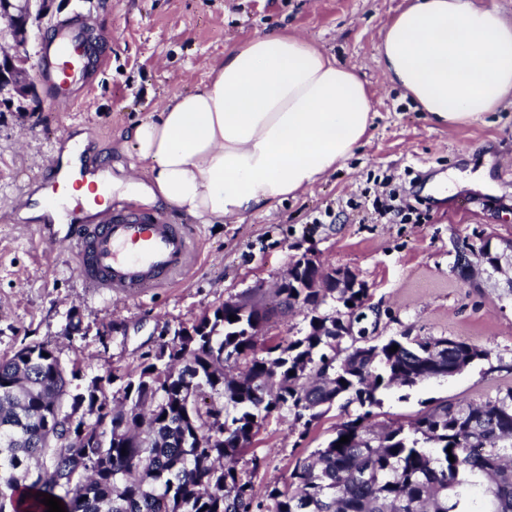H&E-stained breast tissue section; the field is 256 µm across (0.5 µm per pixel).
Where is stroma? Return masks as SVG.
Returning <instances> with one entry per match:
<instances>
[{"label": "stroma", "mask_w": 512, "mask_h": 512, "mask_svg": "<svg viewBox=\"0 0 512 512\" xmlns=\"http://www.w3.org/2000/svg\"><path fill=\"white\" fill-rule=\"evenodd\" d=\"M404 4L63 0L55 21L88 19L102 63L70 104L52 105L42 83L34 110L0 102V356L38 341L63 362H78L87 376H105L134 365L159 337L225 300L272 287L293 260L310 254L366 285L381 312L375 343L403 334L448 336L487 352L458 375L383 390L376 423H405L439 400L479 403L512 389V298L484 276L463 282L455 267L462 243L512 240V107L454 130L416 110L379 62L381 32ZM271 28L313 39L358 69L375 100L368 143L305 194L242 224H201L157 208L168 223H183L192 239L186 270L160 287L89 292L63 225L40 235L21 217L19 194L45 190L44 169L77 135L94 157L130 166L120 144L132 120L207 80L226 47ZM483 167L489 190L464 188L442 200L425 190L434 177ZM73 312L81 325L68 336ZM358 412L355 404L332 408L303 439L292 413L266 418L254 443L265 459L253 476L257 494L283 485L300 459Z\"/></svg>", "instance_id": "stroma-1"}]
</instances>
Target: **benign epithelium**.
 <instances>
[{
	"label": "benign epithelium",
	"mask_w": 512,
	"mask_h": 512,
	"mask_svg": "<svg viewBox=\"0 0 512 512\" xmlns=\"http://www.w3.org/2000/svg\"><path fill=\"white\" fill-rule=\"evenodd\" d=\"M55 0H0V21L12 32L10 43L0 46V96L10 100L30 99L36 93L31 72L35 66L27 52L30 32L42 30L45 20L54 14ZM471 251H457L456 269L459 278L471 281ZM362 288L356 275L341 268L319 267L306 255L293 261L288 272L277 279L276 288Z\"/></svg>",
	"instance_id": "7a95c632"
}]
</instances>
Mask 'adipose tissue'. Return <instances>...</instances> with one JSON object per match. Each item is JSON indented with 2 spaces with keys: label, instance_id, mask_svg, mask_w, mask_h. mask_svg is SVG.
I'll return each instance as SVG.
<instances>
[{
  "label": "adipose tissue",
  "instance_id": "1",
  "mask_svg": "<svg viewBox=\"0 0 512 512\" xmlns=\"http://www.w3.org/2000/svg\"><path fill=\"white\" fill-rule=\"evenodd\" d=\"M380 62L433 123L454 129L512 105V19L492 0H408L383 28ZM373 95L315 41L273 28L224 52L124 139L140 164L97 190L65 176L97 214L109 199L240 224L304 194L370 138Z\"/></svg>",
  "mask_w": 512,
  "mask_h": 512
}]
</instances>
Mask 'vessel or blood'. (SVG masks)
Wrapping results in <instances>:
<instances>
[{
    "label": "vessel or blood",
    "instance_id": "b4317fda",
    "mask_svg": "<svg viewBox=\"0 0 512 512\" xmlns=\"http://www.w3.org/2000/svg\"><path fill=\"white\" fill-rule=\"evenodd\" d=\"M43 76L54 104L67 100V88L84 86L97 60L86 24L79 19L57 24L42 47ZM73 206L68 237L81 248L79 269L88 287L124 293L145 282L163 285L182 270L190 254L183 225L118 210L97 223L80 218Z\"/></svg>",
    "mask_w": 512,
    "mask_h": 512
}]
</instances>
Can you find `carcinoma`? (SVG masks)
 Segmentation results:
<instances>
[{"label":"carcinoma","mask_w":512,"mask_h":512,"mask_svg":"<svg viewBox=\"0 0 512 512\" xmlns=\"http://www.w3.org/2000/svg\"><path fill=\"white\" fill-rule=\"evenodd\" d=\"M330 300L340 308L322 313ZM369 300L345 288H255L83 387L78 365L41 342L0 357V512H47L41 492L66 512H512V390L443 400L406 425L371 423L380 389L451 377L487 351L433 336L376 344L353 330ZM269 304L309 311L305 333L258 346L246 327ZM353 403L361 413L256 497L250 472L264 460L252 456L250 472L238 464L270 414L292 412L303 438Z\"/></svg>","instance_id":"cac0c4a2"}]
</instances>
